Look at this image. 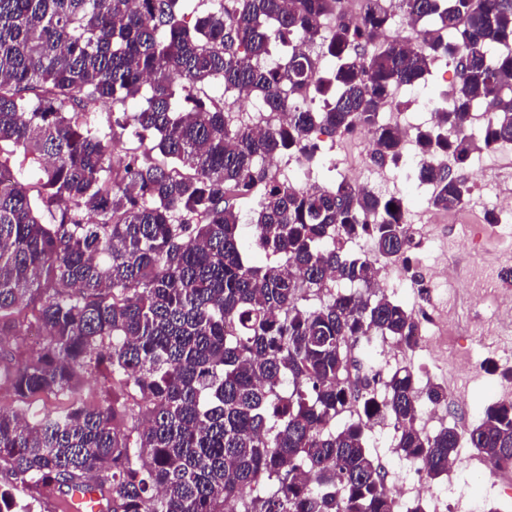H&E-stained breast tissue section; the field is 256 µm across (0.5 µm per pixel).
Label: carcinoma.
I'll use <instances>...</instances> for the list:
<instances>
[{"mask_svg":"<svg viewBox=\"0 0 512 512\" xmlns=\"http://www.w3.org/2000/svg\"><path fill=\"white\" fill-rule=\"evenodd\" d=\"M188 2L0 0V172L14 174L0 181V360L15 401L0 404V512L80 487L104 512H395L366 423L389 420L430 478L461 442L417 426L420 402L448 390L421 389L411 367L347 384L358 344L421 336L377 286L414 247L404 200L341 175L303 189L262 161L288 151L332 173L318 135L359 133L372 164L409 166L380 109L442 60L455 85L415 132L438 164L410 175L431 207L460 208L471 186L443 159L463 169L512 143V0H365L355 23L347 0H215L192 24ZM397 11L409 33L380 41ZM297 37L326 49L332 77L305 54L267 62ZM250 97L267 115L292 107L288 123L257 134L224 111ZM127 134L138 145L120 146ZM360 239L371 254L348 252ZM254 245L276 261L254 264ZM23 324L46 336L32 358L10 348ZM83 373L112 376L102 404L77 395ZM50 395L62 406L32 411ZM351 399L365 419L336 423ZM467 442L512 471V401Z\"/></svg>","mask_w":512,"mask_h":512,"instance_id":"carcinoma-1","label":"carcinoma"}]
</instances>
